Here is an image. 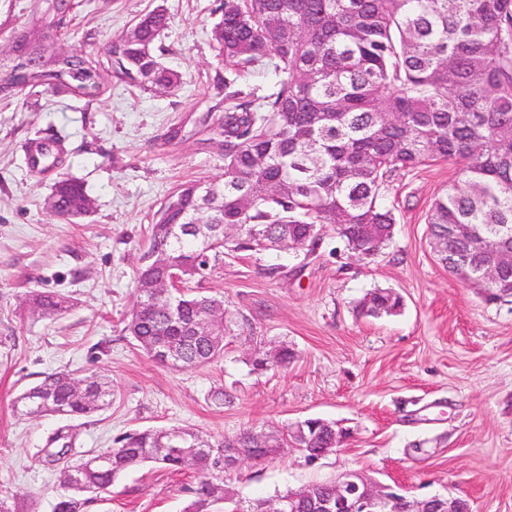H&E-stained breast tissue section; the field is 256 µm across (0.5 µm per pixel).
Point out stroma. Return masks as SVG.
Returning <instances> with one entry per match:
<instances>
[{"label": "stroma", "instance_id": "obj_1", "mask_svg": "<svg viewBox=\"0 0 512 512\" xmlns=\"http://www.w3.org/2000/svg\"><path fill=\"white\" fill-rule=\"evenodd\" d=\"M70 4L61 14L56 0H0V53L32 32L102 68L91 100L41 86L0 98V491L27 512H52L61 465L42 450L67 425L76 450L99 452L133 430L186 427L219 439L322 418L347 432L337 452L311 464L289 449L224 473L225 484L248 502L354 469L411 497L454 493L473 512H512V302H486L431 246L427 217L451 166L397 177L386 195L393 238L375 256H355L330 226L313 254L225 252L201 288L230 313L223 357L194 369L158 363L123 320L159 208L182 183L224 176L205 123L224 103L226 67L213 38L223 0ZM159 5L169 16L161 61L180 75L173 90L118 79L105 66L112 40ZM56 138L61 164L29 167L30 143ZM63 178L82 182L93 202L84 222L59 221L47 205ZM377 289L400 294V312L363 314L360 301ZM34 290L63 293L72 306L53 320L26 314ZM281 344L293 353L288 367L247 364L248 353ZM60 370L110 381L111 407L69 421L14 411L18 394ZM217 389L230 404L211 401ZM196 482L195 471L142 464L87 512H182Z\"/></svg>", "mask_w": 512, "mask_h": 512}]
</instances>
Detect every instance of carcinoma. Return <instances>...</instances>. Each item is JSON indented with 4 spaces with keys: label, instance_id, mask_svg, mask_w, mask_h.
Listing matches in <instances>:
<instances>
[{
    "label": "carcinoma",
    "instance_id": "1",
    "mask_svg": "<svg viewBox=\"0 0 512 512\" xmlns=\"http://www.w3.org/2000/svg\"><path fill=\"white\" fill-rule=\"evenodd\" d=\"M215 41L234 72L272 65L274 86L264 95L245 92L224 78V109L210 124V141L224 154V201L215 202L202 225L208 259L194 263L198 241L188 235L169 245L170 224L195 218L196 183L182 185L160 208L146 252L161 247L165 259L184 266L181 283L204 280L224 250L270 243L284 235L314 252L324 225L356 256L380 252L392 237L394 209L384 203L394 178L433 161L455 166L448 188L430 210L431 233L466 224L471 234L448 238L442 258L459 280L474 281L473 265L512 250V0H224ZM163 8L137 19L112 41L115 76L167 89L180 84L162 65L157 45L168 26ZM76 98L99 95L97 69H70L51 46L28 35L17 38L10 62L0 68V97L31 86ZM65 206L57 217L86 215L88 195L77 180L55 183ZM236 224L246 242L224 238ZM375 224L381 239L357 238L356 225ZM26 302L51 318L70 309L60 294L31 292ZM224 301L180 292L148 314H131L125 329L136 345L153 354L157 344L174 348L173 367L194 368L224 355L226 328L206 337L192 327ZM112 403V386L101 378L67 372L44 376L13 406L25 415L80 416ZM163 428L125 434L105 451L111 464L95 463L91 452L62 468L66 491L53 512H82L127 470L144 463L187 467L182 453L155 454ZM194 443L225 448L250 446L253 429L221 440L183 428ZM226 499L224 483L203 479L184 512H208Z\"/></svg>",
    "mask_w": 512,
    "mask_h": 512
}]
</instances>
